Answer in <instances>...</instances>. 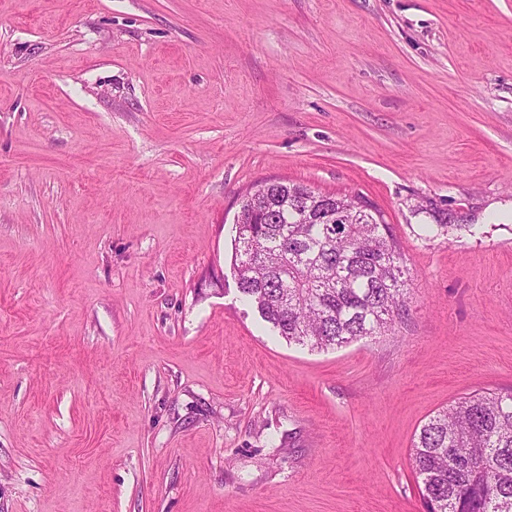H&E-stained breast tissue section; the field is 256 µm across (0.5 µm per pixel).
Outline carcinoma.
<instances>
[{
	"label": "carcinoma",
	"instance_id": "1",
	"mask_svg": "<svg viewBox=\"0 0 512 512\" xmlns=\"http://www.w3.org/2000/svg\"><path fill=\"white\" fill-rule=\"evenodd\" d=\"M243 297L288 343L325 351L393 329L409 269L379 211L279 182L235 225ZM412 464L429 512H512V391L464 397L415 434Z\"/></svg>",
	"mask_w": 512,
	"mask_h": 512
}]
</instances>
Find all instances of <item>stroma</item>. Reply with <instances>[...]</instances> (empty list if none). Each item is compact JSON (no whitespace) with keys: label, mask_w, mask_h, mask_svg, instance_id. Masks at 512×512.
<instances>
[{"label":"stroma","mask_w":512,"mask_h":512,"mask_svg":"<svg viewBox=\"0 0 512 512\" xmlns=\"http://www.w3.org/2000/svg\"><path fill=\"white\" fill-rule=\"evenodd\" d=\"M279 180L381 212L394 330L312 351L243 301ZM487 390L512 0H0V512H426L414 435Z\"/></svg>","instance_id":"obj_1"}]
</instances>
